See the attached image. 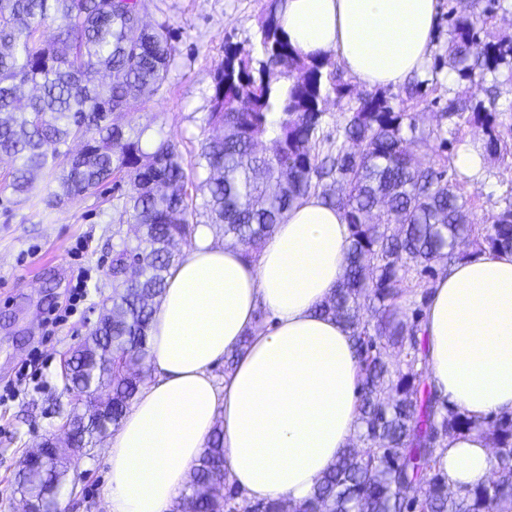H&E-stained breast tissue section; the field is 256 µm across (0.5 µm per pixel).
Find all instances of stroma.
<instances>
[{
  "mask_svg": "<svg viewBox=\"0 0 512 512\" xmlns=\"http://www.w3.org/2000/svg\"><path fill=\"white\" fill-rule=\"evenodd\" d=\"M281 2L146 0L145 20L169 31L173 59L164 84L139 110L120 115L118 121L131 126L151 123L155 131L174 140L183 158L186 190L199 205L195 222L208 221L200 208L207 197L206 175L197 161L211 133L206 117L224 45L232 41L251 48L260 21ZM438 5L426 67L410 77L419 84V95L407 97L401 84L383 89L394 110L415 115L421 132L435 129L449 98L467 89L466 83L448 77V41L452 15L470 11V0H438ZM500 75L505 79L495 101L500 148L486 156L480 176H465L455 165L459 146L485 142L479 128L458 126L456 147L429 152L434 166L446 168L448 180L469 198L475 223L483 225L512 204V84L506 82L512 69L501 67ZM13 167L11 158H0V512H19L15 474L20 459L59 428L76 402V394L65 388L63 363L89 336L111 293L113 249L119 241H136L131 220L122 211L121 188L107 182L95 193L52 205L48 199L56 189L53 175L41 173L33 189L19 196L10 187ZM77 285L82 294L73 302L69 296ZM68 301L73 304L70 314L54 335H46V319ZM35 351L47 360L41 378L7 394L5 384ZM109 447L105 437L73 457L70 476L76 488L60 495L62 512H107L103 489Z\"/></svg>",
  "mask_w": 512,
  "mask_h": 512,
  "instance_id": "1",
  "label": "stroma"
}]
</instances>
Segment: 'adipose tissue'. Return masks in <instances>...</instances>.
Wrapping results in <instances>:
<instances>
[{"label":"adipose tissue","mask_w":512,"mask_h":512,"mask_svg":"<svg viewBox=\"0 0 512 512\" xmlns=\"http://www.w3.org/2000/svg\"><path fill=\"white\" fill-rule=\"evenodd\" d=\"M437 0H283L279 22L307 56L336 54L369 86L402 83L428 58ZM349 231L316 195L248 259L199 225L155 304L141 388L107 456L108 512H171L214 427L227 479L251 501L302 502L357 430L360 376L348 329L317 314L342 279ZM432 381L475 421L512 412V252L447 266L421 323ZM237 358L223 381L213 370ZM476 431L440 450L451 487L491 472Z\"/></svg>","instance_id":"ef3b65f1"}]
</instances>
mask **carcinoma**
<instances>
[{"mask_svg": "<svg viewBox=\"0 0 512 512\" xmlns=\"http://www.w3.org/2000/svg\"><path fill=\"white\" fill-rule=\"evenodd\" d=\"M142 0H0V155L18 162L10 186L28 192L45 170L55 175L53 202L127 178L125 211L140 244L112 254V296L97 347L112 350V374L86 370L75 350L78 389L107 387L112 425L137 394L155 299L179 261L172 247L193 246V199L185 189L176 144L146 143L150 125L125 128L112 113L130 112L167 78L173 46L162 30L137 23ZM506 10L489 0L483 13L454 19L448 67L480 87L512 61V40L484 41V14ZM54 34L42 39V29ZM328 57L303 55L277 16L260 25L253 49L224 48L213 75L206 121L221 130L201 146L199 166L209 191L204 207L224 238L257 254L288 210L324 180L321 198L343 211L350 229L343 278L319 306L351 330L361 376L357 446L341 451L300 504L251 503L226 487L220 430L212 432L193 471L180 512H512V413L474 422L440 402L431 381L419 323L435 265L443 259L512 250V208L473 224L469 201L430 163L414 116L395 112L382 93L360 99L341 133L319 157L325 105L349 85ZM441 119L482 129L496 145V120L473 98L448 99ZM78 140L74 153L68 143ZM420 291L399 300L406 274ZM401 361L389 360L388 348ZM478 429L488 440L490 477L454 489L440 469L438 449L451 436ZM45 488L60 494L72 484L67 466L42 462ZM424 481L426 493L408 499L403 486Z\"/></svg>", "mask_w": 512, "mask_h": 512, "instance_id": "obj_1", "label": "carcinoma"}]
</instances>
